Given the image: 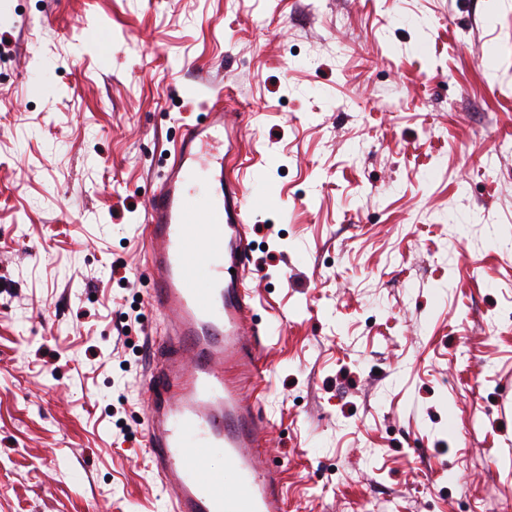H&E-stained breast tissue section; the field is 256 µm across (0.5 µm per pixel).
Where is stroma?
<instances>
[{
    "label": "stroma",
    "instance_id": "obj_1",
    "mask_svg": "<svg viewBox=\"0 0 512 512\" xmlns=\"http://www.w3.org/2000/svg\"><path fill=\"white\" fill-rule=\"evenodd\" d=\"M216 90L289 512H512V0H0V512H165L141 213Z\"/></svg>",
    "mask_w": 512,
    "mask_h": 512
}]
</instances>
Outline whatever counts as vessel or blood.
<instances>
[{"label":"vessel or blood","instance_id":"1","mask_svg":"<svg viewBox=\"0 0 512 512\" xmlns=\"http://www.w3.org/2000/svg\"><path fill=\"white\" fill-rule=\"evenodd\" d=\"M226 113L186 126L179 150L143 212L153 337L141 385L144 446L168 512H288L279 462H266L274 422L253 388L265 376L267 336L245 280L252 261L246 219L260 179L242 185L225 164ZM208 186L190 189L198 173ZM223 452L230 471L209 467Z\"/></svg>","mask_w":512,"mask_h":512}]
</instances>
